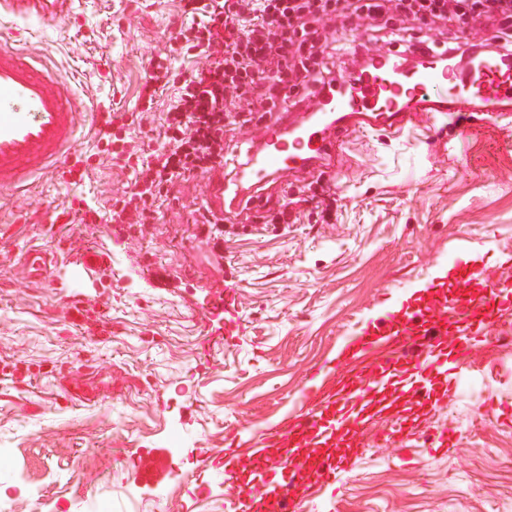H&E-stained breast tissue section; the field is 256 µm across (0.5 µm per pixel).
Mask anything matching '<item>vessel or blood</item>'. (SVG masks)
<instances>
[{"label": "vessel or blood", "instance_id": "obj_1", "mask_svg": "<svg viewBox=\"0 0 512 512\" xmlns=\"http://www.w3.org/2000/svg\"><path fill=\"white\" fill-rule=\"evenodd\" d=\"M46 0H0V189L28 190L47 171L65 166L77 141L78 118L88 108L73 79L55 78L39 56L18 48L7 23L11 17H45ZM451 112L483 113L490 118L512 114V54L472 53L463 60L411 49H391L370 56L336 78L332 91L317 97L309 114L289 115L287 124H267L260 147L244 154L241 176L252 185L270 176L310 166L331 165L346 144L349 129L365 132L386 126L399 132L414 116ZM238 192L215 181L208 207L223 214L237 204ZM512 285L490 283L487 293L464 313V335H491L503 316L502 299ZM444 303L393 309L385 318L362 323L345 340L326 373L308 379L294 401L315 416L298 414L266 425L250 435L252 457L267 474H307L325 483L341 471L339 462L309 463L293 445H319L358 435L363 415L384 384L387 370L408 368L420 378L435 368L443 353L437 340ZM237 455L225 450L218 470L226 512L248 499L252 512H280L266 482L242 486Z\"/></svg>", "mask_w": 512, "mask_h": 512}]
</instances>
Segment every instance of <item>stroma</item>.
Listing matches in <instances>:
<instances>
[{
	"label": "stroma",
	"instance_id": "35a3bbf8",
	"mask_svg": "<svg viewBox=\"0 0 512 512\" xmlns=\"http://www.w3.org/2000/svg\"><path fill=\"white\" fill-rule=\"evenodd\" d=\"M37 37H21L53 75L78 76L93 109L79 120L73 168L29 192L0 190V512H32L24 476L43 477L57 512H224L215 463L229 433L285 417L309 376L356 325L422 304L426 280L455 259L512 283V116L437 123L402 133H353L333 169L263 186V203L224 215L222 248L196 223L213 175L178 183L152 224H115L93 210L130 190L129 170L96 155L100 114L111 131L156 149L132 125L151 62L182 21L179 0H61ZM329 192L322 223L310 197ZM290 201L291 224L264 218ZM43 249L57 277L25 255ZM94 277L71 287L64 262ZM236 291L232 313L216 308ZM459 380L416 435H389L374 416L337 481L313 492L295 479L290 512H512V349L495 339L464 351L445 338ZM93 401L71 404L65 383ZM192 463L135 480L157 450Z\"/></svg>",
	"mask_w": 512,
	"mask_h": 512
}]
</instances>
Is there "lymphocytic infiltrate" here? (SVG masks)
Segmentation results:
<instances>
[{
    "label": "lymphocytic infiltrate",
    "mask_w": 512,
    "mask_h": 512,
    "mask_svg": "<svg viewBox=\"0 0 512 512\" xmlns=\"http://www.w3.org/2000/svg\"><path fill=\"white\" fill-rule=\"evenodd\" d=\"M180 12L174 44L153 61L138 95L135 120L156 131L157 148L144 151L132 135L108 132L112 120H103L102 152L122 162L133 181L110 205L109 219L117 224L154 223L177 182L212 172L233 120L225 95L272 111L285 86L307 99L329 85L323 21L373 19L385 29L444 22L464 31L483 20L496 30V48L512 52V0H180ZM186 58L207 66L182 76L177 62Z\"/></svg>",
    "instance_id": "f902f5d3"
}]
</instances>
